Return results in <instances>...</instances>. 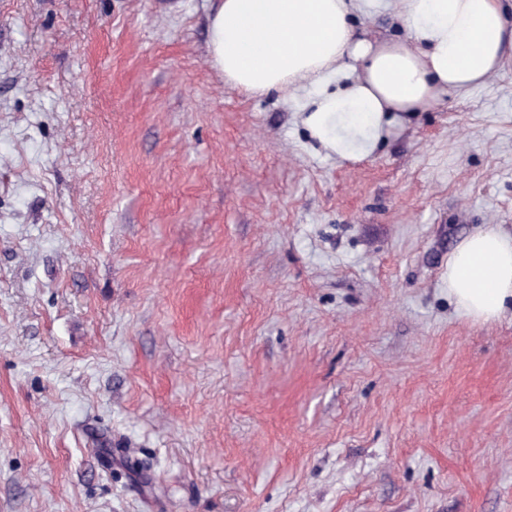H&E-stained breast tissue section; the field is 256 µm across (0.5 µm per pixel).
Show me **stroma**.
Wrapping results in <instances>:
<instances>
[{
    "label": "stroma",
    "instance_id": "obj_1",
    "mask_svg": "<svg viewBox=\"0 0 512 512\" xmlns=\"http://www.w3.org/2000/svg\"><path fill=\"white\" fill-rule=\"evenodd\" d=\"M213 0H0V512H512V64L324 154ZM448 294L475 322L512 307V236L487 226L465 237L448 256Z\"/></svg>",
    "mask_w": 512,
    "mask_h": 512
}]
</instances>
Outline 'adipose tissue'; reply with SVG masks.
<instances>
[{"label":"adipose tissue","instance_id":"ef3b65f1","mask_svg":"<svg viewBox=\"0 0 512 512\" xmlns=\"http://www.w3.org/2000/svg\"><path fill=\"white\" fill-rule=\"evenodd\" d=\"M383 0H218L210 61L245 93L285 90L327 155L369 156L401 114L423 112L447 90L484 85L512 63V13L501 0H393L404 40L357 38L353 11ZM448 293L487 322L512 305V237L487 226L448 257Z\"/></svg>","mask_w":512,"mask_h":512}]
</instances>
